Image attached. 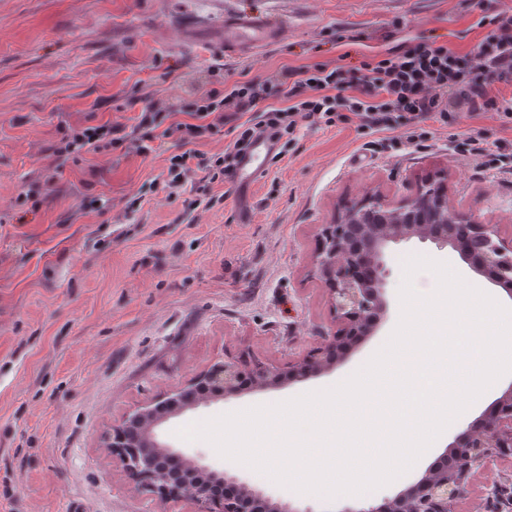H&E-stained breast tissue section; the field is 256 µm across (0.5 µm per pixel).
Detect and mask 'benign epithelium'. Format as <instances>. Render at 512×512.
Returning <instances> with one entry per match:
<instances>
[{"instance_id": "benign-epithelium-1", "label": "benign epithelium", "mask_w": 512, "mask_h": 512, "mask_svg": "<svg viewBox=\"0 0 512 512\" xmlns=\"http://www.w3.org/2000/svg\"><path fill=\"white\" fill-rule=\"evenodd\" d=\"M412 239L451 248L472 263L478 275L512 297V238L504 239L498 225L451 203L443 183L425 180L404 202L378 189L368 191L344 201L334 223L321 225L311 258L310 273L326 287L336 325L323 345L286 367H249L233 358L214 363L183 388L158 396L113 426L105 440L112 458L162 504L187 497L194 512H212L210 485H231L237 478L162 441L157 429L171 417L217 398H234L247 388L265 391L333 369L352 346L376 333L388 314L389 257L394 246ZM507 456L512 457V386L448 445L446 465L428 468L395 496L358 512H452L454 503L469 493L474 475ZM224 512L297 510L244 485L224 498Z\"/></svg>"}]
</instances>
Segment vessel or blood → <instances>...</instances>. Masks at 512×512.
<instances>
[{
    "label": "vessel or blood",
    "mask_w": 512,
    "mask_h": 512,
    "mask_svg": "<svg viewBox=\"0 0 512 512\" xmlns=\"http://www.w3.org/2000/svg\"><path fill=\"white\" fill-rule=\"evenodd\" d=\"M275 18L252 11H233L224 16V37L219 45L227 53H247L264 49L282 32ZM277 148L270 141L258 140L241 161L234 182L238 188H251L266 173Z\"/></svg>",
    "instance_id": "1"
}]
</instances>
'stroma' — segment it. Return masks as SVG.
Masks as SVG:
<instances>
[{"label": "stroma", "mask_w": 512, "mask_h": 512, "mask_svg": "<svg viewBox=\"0 0 512 512\" xmlns=\"http://www.w3.org/2000/svg\"><path fill=\"white\" fill-rule=\"evenodd\" d=\"M246 9L282 20L283 36L249 56L226 54L217 46L224 14ZM475 18L464 0H0V512H193L191 501L164 505L138 487L103 437L225 357L283 365L320 346L335 324L308 267L319 226L334 221L342 201L373 189L406 199L418 179L442 178L454 204L512 236V175L477 168L449 142L456 130L512 141V125L490 112L398 156L371 152L351 124L300 129L254 187L246 224L228 181L214 184L224 202L209 211L184 214L158 186L127 212L176 152L173 137L146 156L82 154L47 184L59 127H130L149 103L177 109L196 88L220 89L243 74L356 66L358 47H340L352 35L377 51L427 35L464 49L482 35ZM411 255L449 262L498 302L512 299L434 244L401 243L390 259L386 319L334 370L174 416L163 437L298 512H360L419 478L408 471L362 499L302 497L176 434L348 375L396 326ZM510 472L505 459L478 473L456 512H487Z\"/></svg>", "instance_id": "35a3bbf8"}]
</instances>
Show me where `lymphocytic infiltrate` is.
Here are the masks:
<instances>
[{
	"instance_id": "1",
	"label": "lymphocytic infiltrate",
	"mask_w": 512,
	"mask_h": 512,
	"mask_svg": "<svg viewBox=\"0 0 512 512\" xmlns=\"http://www.w3.org/2000/svg\"><path fill=\"white\" fill-rule=\"evenodd\" d=\"M475 26L483 35L467 51L419 37L396 51L368 55L355 68L316 63L263 81H228L220 91L202 87L186 105L182 122H168V108L149 104L130 129L112 123L62 126L46 180L54 182L65 162L81 154L119 149L145 156L155 141L175 135L185 149L167 159V198L208 211L224 201L213 194L214 183L233 177L241 154L264 133L279 141L295 137L305 125L352 122L361 134L376 135L377 149L397 153L433 140V123L457 125L464 112L472 117L492 112L512 124V11L479 16ZM272 83L282 87L286 106L266 104ZM228 121L235 124V136L224 152L207 157L194 150V143Z\"/></svg>"
}]
</instances>
